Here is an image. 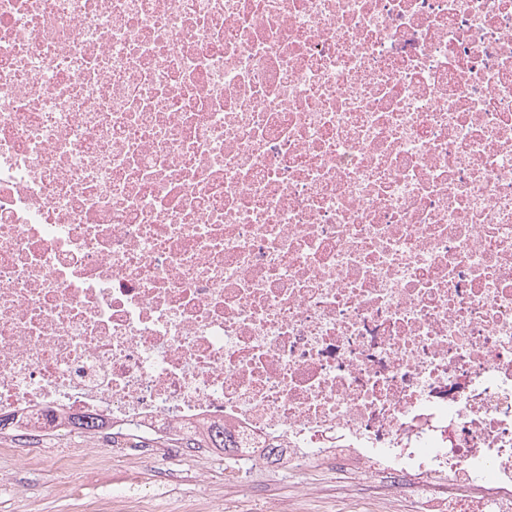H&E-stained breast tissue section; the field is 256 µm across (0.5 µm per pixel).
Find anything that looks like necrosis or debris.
Returning a JSON list of instances; mask_svg holds the SVG:
<instances>
[{
	"label": "necrosis or debris",
	"instance_id": "necrosis-or-debris-1",
	"mask_svg": "<svg viewBox=\"0 0 512 512\" xmlns=\"http://www.w3.org/2000/svg\"><path fill=\"white\" fill-rule=\"evenodd\" d=\"M0 415L501 512L512 0H0Z\"/></svg>",
	"mask_w": 512,
	"mask_h": 512
}]
</instances>
